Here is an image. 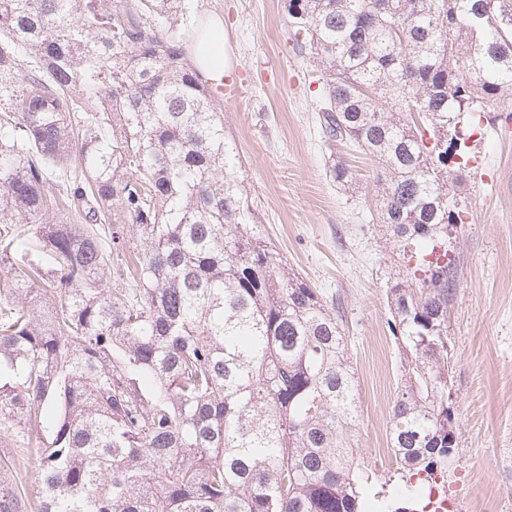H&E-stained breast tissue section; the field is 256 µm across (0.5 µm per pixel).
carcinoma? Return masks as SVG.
Listing matches in <instances>:
<instances>
[{
	"label": "carcinoma",
	"mask_w": 512,
	"mask_h": 512,
	"mask_svg": "<svg viewBox=\"0 0 512 512\" xmlns=\"http://www.w3.org/2000/svg\"><path fill=\"white\" fill-rule=\"evenodd\" d=\"M188 0H0V512H367L339 315L247 223ZM320 121L383 165L376 223L420 257L387 287L390 448L457 453L448 228L466 140L512 100V0H289ZM460 161L448 165V148Z\"/></svg>",
	"instance_id": "carcinoma-1"
}]
</instances>
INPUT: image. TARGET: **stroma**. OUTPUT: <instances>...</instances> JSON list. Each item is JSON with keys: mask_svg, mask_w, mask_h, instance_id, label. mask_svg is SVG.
Masks as SVG:
<instances>
[{"mask_svg": "<svg viewBox=\"0 0 512 512\" xmlns=\"http://www.w3.org/2000/svg\"><path fill=\"white\" fill-rule=\"evenodd\" d=\"M190 7L187 36L210 14L224 18L231 65L224 83L239 90L221 102L224 132L240 162L248 221L328 305L342 306L360 383L362 452L397 505L408 506L388 449L400 353L385 288L404 266L371 220L382 167L326 141L314 65L288 33V0H190ZM469 146L478 165L463 185L468 219L453 234L458 285L448 309L458 452L443 480L451 512H512V133L503 118L484 119ZM338 162L355 190L334 179Z\"/></svg>", "mask_w": 512, "mask_h": 512, "instance_id": "35a3bbf8", "label": "stroma"}]
</instances>
